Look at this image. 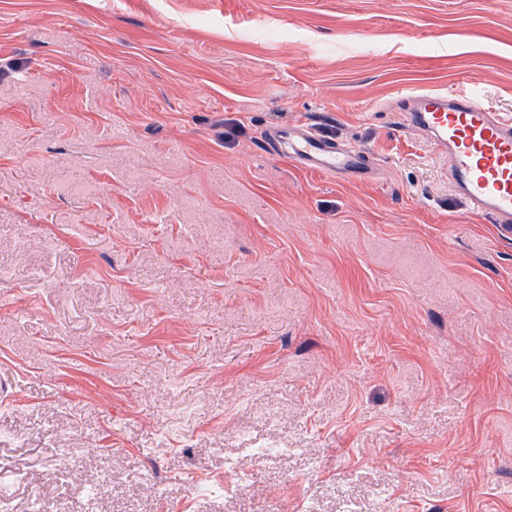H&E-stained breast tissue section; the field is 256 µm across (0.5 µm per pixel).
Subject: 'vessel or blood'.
Masks as SVG:
<instances>
[{
  "instance_id": "1",
  "label": "vessel or blood",
  "mask_w": 512,
  "mask_h": 512,
  "mask_svg": "<svg viewBox=\"0 0 512 512\" xmlns=\"http://www.w3.org/2000/svg\"><path fill=\"white\" fill-rule=\"evenodd\" d=\"M405 122L448 157V180L471 212L512 229V116L496 112L463 88L445 93H410ZM267 140L308 172L368 177L369 154L317 136L307 125L273 127Z\"/></svg>"
}]
</instances>
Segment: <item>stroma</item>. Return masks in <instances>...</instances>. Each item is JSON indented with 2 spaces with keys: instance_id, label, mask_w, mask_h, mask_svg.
<instances>
[{
  "instance_id": "35a3bbf8",
  "label": "stroma",
  "mask_w": 512,
  "mask_h": 512,
  "mask_svg": "<svg viewBox=\"0 0 512 512\" xmlns=\"http://www.w3.org/2000/svg\"><path fill=\"white\" fill-rule=\"evenodd\" d=\"M0 61L15 512H84L52 439L98 512H512V231L401 118L512 114V0H0ZM297 122L373 174L277 156Z\"/></svg>"
}]
</instances>
